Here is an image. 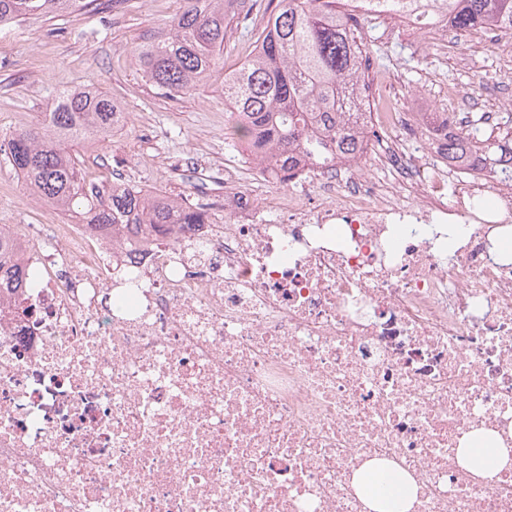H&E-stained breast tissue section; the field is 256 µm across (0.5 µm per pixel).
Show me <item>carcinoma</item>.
I'll return each mask as SVG.
<instances>
[{
	"label": "carcinoma",
	"mask_w": 512,
	"mask_h": 512,
	"mask_svg": "<svg viewBox=\"0 0 512 512\" xmlns=\"http://www.w3.org/2000/svg\"><path fill=\"white\" fill-rule=\"evenodd\" d=\"M97 0H0V25L52 12L89 7ZM171 23L136 48L142 77L170 96L191 91L218 67L224 40L238 29L257 0H183ZM349 0H269L265 26L254 55L224 74V101L241 117L233 130L237 143L265 171L271 166L286 184L304 159L326 151L344 159L366 150V113L355 109L347 85L365 75L373 56L363 38L360 16L348 12ZM453 35L491 31L512 43V0H443ZM422 128L439 131L441 149L468 173L490 175L512 169V116L498 134L481 119L455 112H422ZM123 122V112L101 91L66 90L55 108L31 129L0 139L11 171L40 199L74 214L95 230L112 228L121 241L135 243L157 227L212 223L204 206L130 184L107 189L86 177L76 147L103 140ZM25 286L23 265L13 238L0 228V291Z\"/></svg>",
	"instance_id": "carcinoma-1"
}]
</instances>
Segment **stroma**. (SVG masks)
<instances>
[{
	"instance_id": "1",
	"label": "stroma",
	"mask_w": 512,
	"mask_h": 512,
	"mask_svg": "<svg viewBox=\"0 0 512 512\" xmlns=\"http://www.w3.org/2000/svg\"><path fill=\"white\" fill-rule=\"evenodd\" d=\"M182 0H104L96 10L51 14L0 28V135L34 126L59 92L91 88L106 93L124 114L105 141L80 149L86 175L104 185L127 183L206 205L224 218L225 190L272 202L281 187L248 163L233 146L224 102V73L254 53L252 35L264 11L248 20L249 35L235 36L216 68L189 93L169 97L147 84L134 49L164 28ZM367 39L387 50L384 65L370 63L365 80L376 95L404 104L406 112L447 106L449 87L468 86L473 100L459 114L500 123L512 101V46L472 35L449 40L445 50L423 46L406 22L383 15ZM63 213L30 192L0 156V224H58Z\"/></svg>"
}]
</instances>
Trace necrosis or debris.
Segmentation results:
<instances>
[{"label": "necrosis or debris", "mask_w": 512, "mask_h": 512, "mask_svg": "<svg viewBox=\"0 0 512 512\" xmlns=\"http://www.w3.org/2000/svg\"><path fill=\"white\" fill-rule=\"evenodd\" d=\"M419 130L300 192L224 196L225 223L128 249L84 224H15L32 285L0 295V512H371L386 463L410 512H512L463 450L512 448V180L467 177ZM492 195L490 207L476 198ZM399 224H459L462 246ZM355 482L375 512H408L416 495L413 484L388 471L371 470L356 476Z\"/></svg>", "instance_id": "4bbe7bcc"}]
</instances>
